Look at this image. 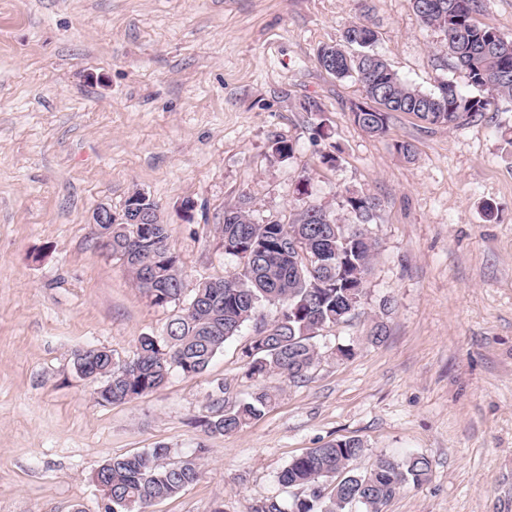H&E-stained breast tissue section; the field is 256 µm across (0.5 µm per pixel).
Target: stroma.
<instances>
[{"mask_svg":"<svg viewBox=\"0 0 512 512\" xmlns=\"http://www.w3.org/2000/svg\"><path fill=\"white\" fill-rule=\"evenodd\" d=\"M360 19L402 82L473 95L410 0H0V512H103L95 472L159 445L204 454L199 480L154 512H255L282 497L294 457L349 437L365 445L359 471L381 455L429 462L386 512H512V101L457 126L395 112L364 132L360 84L317 62ZM136 191L171 225L190 288L241 269L220 231L239 201L258 223L314 204L349 224L347 192L376 197L358 316L320 331L302 381L247 374L242 352L276 312L264 302L204 372L100 402L76 354L132 360L182 308L153 305L98 246L94 210L122 214ZM220 383L228 407L273 399L214 435Z\"/></svg>","mask_w":512,"mask_h":512,"instance_id":"stroma-1","label":"stroma"}]
</instances>
